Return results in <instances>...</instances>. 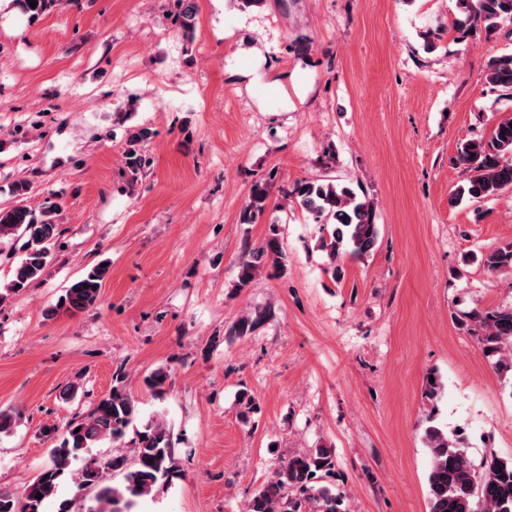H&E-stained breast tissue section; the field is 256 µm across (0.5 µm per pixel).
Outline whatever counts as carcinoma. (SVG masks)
I'll use <instances>...</instances> for the list:
<instances>
[{"mask_svg": "<svg viewBox=\"0 0 512 512\" xmlns=\"http://www.w3.org/2000/svg\"><path fill=\"white\" fill-rule=\"evenodd\" d=\"M13 5L30 19L50 13L64 0H12ZM462 18L453 22L458 31L482 26L490 33L505 19H512V0H458ZM176 17L179 31L193 29L195 0H178ZM489 83L512 92V54L493 61L487 74ZM151 131L136 127L130 133L124 150L125 165L131 177L137 178L146 164L144 145ZM456 161L471 176L450 196V204L468 198L472 201L494 199L512 191V116L502 119L490 139H470L459 143ZM31 181L21 179L10 184L9 193L15 203L0 208V241L25 238V254L14 269L11 280L0 290V300L25 291L41 278L50 262V246L59 236L60 206L51 202L40 212H33L25 199L32 193ZM280 196L295 204L315 224L332 226L329 237L320 238L319 247L326 251L331 267L341 255L350 253L365 257L372 253L379 239L374 205L359 198L353 188L338 183L304 181L279 186ZM269 206V182L258 181L251 186L240 214V223L254 224ZM274 270L288 269L289 258L280 240L276 225L259 245L244 241L239 263L238 286L246 287L262 262ZM481 264L490 274H512V241L493 246L481 254ZM108 268L97 265L60 295L63 303H55L45 316L60 313L76 315L92 307L100 297ZM272 316L269 307L255 308L238 318L227 330L229 339L252 335ZM465 323L474 326L484 355L492 367L512 372V306L472 310L464 314ZM149 387L158 395L166 393L170 373L164 368L154 370L147 378ZM138 415L135 400L124 390L114 387L112 394L99 401L84 417L70 420L63 432L51 426L42 431L48 448V463L18 494L0 487V512H42L44 502L57 496L58 488L67 479L73 462H82L78 470L79 489L96 491L95 504L87 512H135L138 502L179 475L173 436L167 424L150 418L133 431L132 454L114 453L107 458L93 459L90 449L112 440H122ZM424 441L430 456L427 476L429 512H512V458L496 455L475 463L466 454L465 438L457 433L430 425ZM333 467L328 448L287 456L280 461L271 479L244 506V512H342V496L328 486L319 484ZM120 477L109 483L110 477ZM42 498H35L36 494Z\"/></svg>", "mask_w": 512, "mask_h": 512, "instance_id": "1", "label": "carcinoma"}]
</instances>
